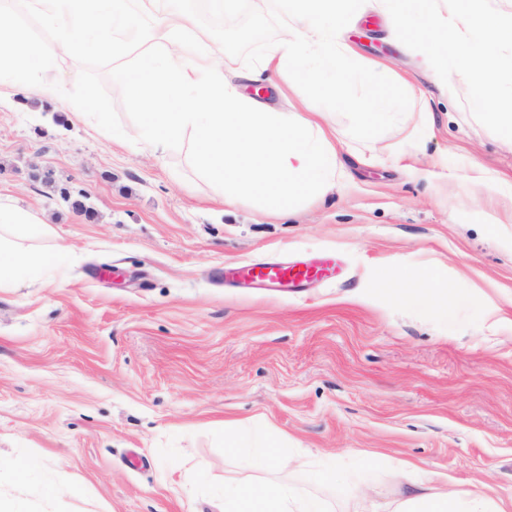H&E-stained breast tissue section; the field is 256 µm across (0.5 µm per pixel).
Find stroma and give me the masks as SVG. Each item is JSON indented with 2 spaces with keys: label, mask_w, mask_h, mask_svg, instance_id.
Listing matches in <instances>:
<instances>
[{
  "label": "stroma",
  "mask_w": 512,
  "mask_h": 512,
  "mask_svg": "<svg viewBox=\"0 0 512 512\" xmlns=\"http://www.w3.org/2000/svg\"><path fill=\"white\" fill-rule=\"evenodd\" d=\"M209 29L226 72L258 69L287 13L250 0H153ZM263 39L239 32L253 20ZM364 10L345 37L401 100L405 121L355 116L310 82L291 96L326 112L342 178L272 216L228 205L195 166L189 138L165 153L105 137L142 117L109 57H63L61 102L0 90V195L38 212L68 245L62 271L0 288V460L39 462L29 512H219L234 477L289 480L348 512L352 493L397 498L391 460L447 473L512 512V141L466 94L435 82L415 43ZM85 108L83 119L71 117ZM85 196L75 211L61 188ZM281 257L325 262L300 291L218 282L221 267ZM427 282L455 316L407 304ZM464 299H457L458 290ZM239 421L287 441L292 470L227 450ZM336 461L340 478L321 475Z\"/></svg>",
  "instance_id": "1"
}]
</instances>
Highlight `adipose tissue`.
<instances>
[{"mask_svg": "<svg viewBox=\"0 0 512 512\" xmlns=\"http://www.w3.org/2000/svg\"><path fill=\"white\" fill-rule=\"evenodd\" d=\"M24 13L0 17V85L26 96L60 101L66 85L56 75L62 55L125 54L142 47L135 67L114 70L112 81L145 122L133 141L166 150L175 136L190 134L198 145L195 163L224 189L225 202L258 195L267 211L285 215L299 196L321 195L339 177L334 135L324 116L307 103L277 112L226 79L204 32L191 15L147 16L146 0H23ZM488 0H369L389 18L392 34L423 26L433 39L420 42L428 69L443 85L465 73L471 97L493 102L489 117L512 138V83L501 80L506 63L500 43H512V15L489 10ZM359 0H306L264 58L268 81H311L349 97L351 83L372 74L376 63L360 59L345 42L344 23ZM51 33L34 40L28 20ZM51 228L31 210L0 202V288L33 279L61 264L65 245L39 247ZM224 512H328L325 502L302 496L287 484L258 488L224 484ZM354 512H503L481 491L460 493L443 474L411 482L404 498L380 503L366 496Z\"/></svg>", "mask_w": 512, "mask_h": 512, "instance_id": "adipose-tissue-1", "label": "adipose tissue"}]
</instances>
